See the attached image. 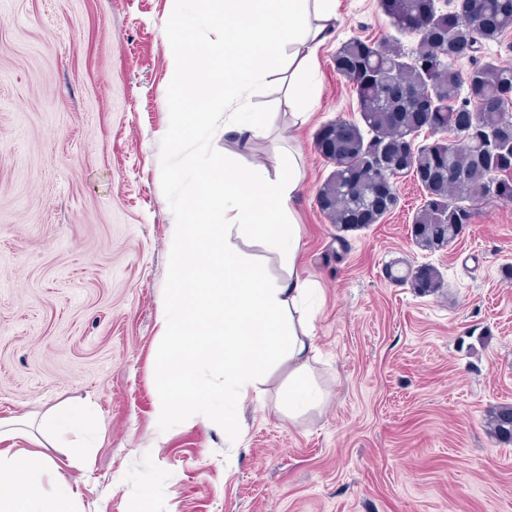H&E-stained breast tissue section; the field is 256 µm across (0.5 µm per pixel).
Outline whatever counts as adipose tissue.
Segmentation results:
<instances>
[{"label":"adipose tissue","mask_w":512,"mask_h":512,"mask_svg":"<svg viewBox=\"0 0 512 512\" xmlns=\"http://www.w3.org/2000/svg\"><path fill=\"white\" fill-rule=\"evenodd\" d=\"M184 32L224 25V44L170 52L180 93L179 122L247 90L262 91L271 75L311 69L315 52L334 31L336 0H185ZM284 177L270 179L247 167L214 168L199 181L184 223L173 225L169 254L180 283L164 320L162 393L156 419L165 424L196 409L209 411L236 432L240 414L271 364L288 365V419L319 411L325 390L312 379L314 316L306 301L310 281L296 269L300 231L284 217L301 180L295 157L283 159ZM259 239L288 270L268 282L239 251L240 239ZM219 371L221 384L199 383L200 369ZM77 407L56 408L40 418L46 441L86 432ZM50 460L25 448L0 449V512H74L77 493L65 478L44 489Z\"/></svg>","instance_id":"1"}]
</instances>
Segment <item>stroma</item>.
Returning a JSON list of instances; mask_svg holds the SVG:
<instances>
[{"instance_id": "35a3bbf8", "label": "stroma", "mask_w": 512, "mask_h": 512, "mask_svg": "<svg viewBox=\"0 0 512 512\" xmlns=\"http://www.w3.org/2000/svg\"><path fill=\"white\" fill-rule=\"evenodd\" d=\"M316 50L313 107L296 122L279 76L250 97L269 130L232 131L234 105L176 128L169 49L176 0H0V419L37 430L85 407L94 443L68 436L43 479L78 487V512H512V444L486 431L512 404V203L480 206L443 249L410 230L426 192L399 176L398 206L342 232L317 204L333 166L324 125L359 118L337 73L343 42L399 40L381 0H339ZM304 172L292 202L299 265L317 294L322 413L286 415L288 368L271 366L228 436L209 414L155 420L163 317L178 286L167 242L217 166ZM429 264L421 295L390 265Z\"/></svg>"}]
</instances>
